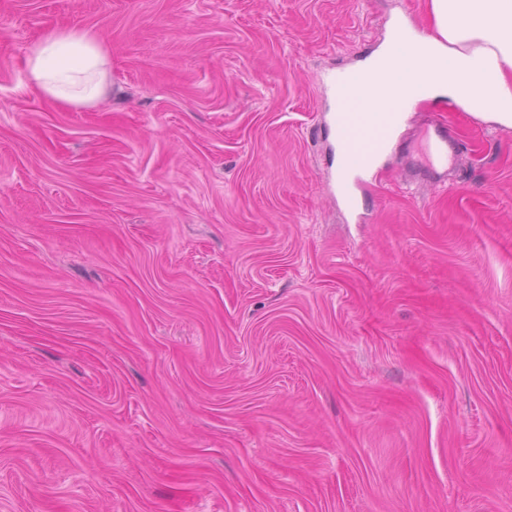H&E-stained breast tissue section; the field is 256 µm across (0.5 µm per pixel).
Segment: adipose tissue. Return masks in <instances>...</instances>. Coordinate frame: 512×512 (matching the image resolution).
Returning a JSON list of instances; mask_svg holds the SVG:
<instances>
[{"mask_svg":"<svg viewBox=\"0 0 512 512\" xmlns=\"http://www.w3.org/2000/svg\"><path fill=\"white\" fill-rule=\"evenodd\" d=\"M431 34L415 50L384 42L379 54L389 65L362 72L350 89L353 111L368 116L391 112L395 103L448 99L477 110L487 121L512 127V0H429ZM109 50L95 32L56 30L34 44L29 81L63 105L101 103L107 93Z\"/></svg>","mask_w":512,"mask_h":512,"instance_id":"adipose-tissue-1","label":"adipose tissue"}]
</instances>
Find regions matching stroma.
Returning a JSON list of instances; mask_svg holds the SVG:
<instances>
[{"mask_svg":"<svg viewBox=\"0 0 512 512\" xmlns=\"http://www.w3.org/2000/svg\"><path fill=\"white\" fill-rule=\"evenodd\" d=\"M428 0H0V512H512V128L330 179L324 72ZM87 28L107 95L27 86Z\"/></svg>","mask_w":512,"mask_h":512,"instance_id":"35a3bbf8","label":"stroma"}]
</instances>
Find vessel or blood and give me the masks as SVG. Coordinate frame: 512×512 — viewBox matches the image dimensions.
<instances>
[{
    "label": "vessel or blood",
    "mask_w": 512,
    "mask_h": 512,
    "mask_svg": "<svg viewBox=\"0 0 512 512\" xmlns=\"http://www.w3.org/2000/svg\"><path fill=\"white\" fill-rule=\"evenodd\" d=\"M352 82V76L343 72L328 75L335 105L328 113L326 127L336 141V191L345 208L355 213L361 206L360 191L366 177L377 171L397 131L390 120L372 125L347 109L345 96ZM449 141L447 126L436 122L429 124L415 142L407 144L406 150L417 154L422 169L434 172L454 161L448 153Z\"/></svg>",
    "instance_id": "1"
}]
</instances>
